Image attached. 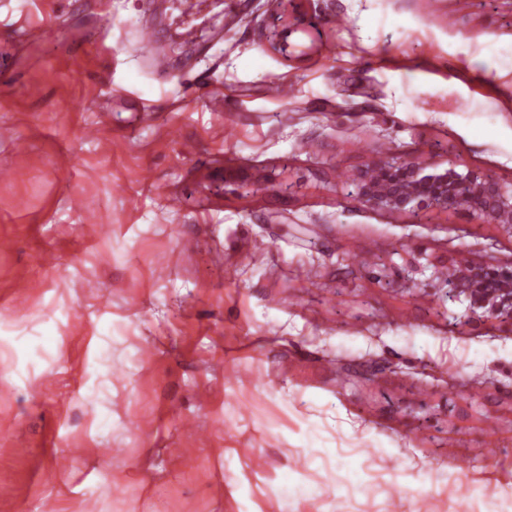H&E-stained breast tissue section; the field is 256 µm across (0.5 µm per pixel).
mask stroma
Returning a JSON list of instances; mask_svg holds the SVG:
<instances>
[{
  "label": "stroma",
  "mask_w": 512,
  "mask_h": 512,
  "mask_svg": "<svg viewBox=\"0 0 512 512\" xmlns=\"http://www.w3.org/2000/svg\"><path fill=\"white\" fill-rule=\"evenodd\" d=\"M491 42L512 0H0V505L512 512V329L436 286L512 238L354 187L429 152L512 182Z\"/></svg>",
  "instance_id": "obj_1"
}]
</instances>
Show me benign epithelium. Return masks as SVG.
I'll list each match as a JSON object with an SVG mask.
<instances>
[{"label":"benign epithelium","mask_w":512,"mask_h":512,"mask_svg":"<svg viewBox=\"0 0 512 512\" xmlns=\"http://www.w3.org/2000/svg\"><path fill=\"white\" fill-rule=\"evenodd\" d=\"M385 182L375 189L374 179ZM466 197L471 216L482 224H494L512 237V183L490 173H461L456 165L441 167L432 155H419L400 162L379 159L372 162L356 182V199L369 207L418 216L424 211L454 210ZM448 298L465 299L472 317L490 318L512 325V264L484 265L463 259L454 266ZM482 284L476 294L473 284Z\"/></svg>","instance_id":"7a95c632"}]
</instances>
